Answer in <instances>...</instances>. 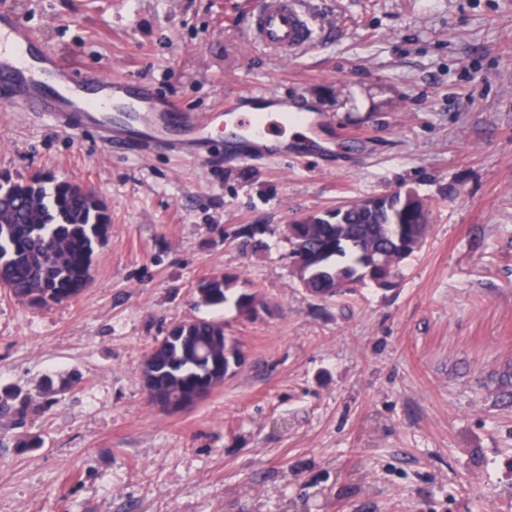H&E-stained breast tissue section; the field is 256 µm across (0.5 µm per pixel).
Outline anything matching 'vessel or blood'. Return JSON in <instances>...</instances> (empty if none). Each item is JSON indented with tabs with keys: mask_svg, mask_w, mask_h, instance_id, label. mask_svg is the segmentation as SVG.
<instances>
[{
	"mask_svg": "<svg viewBox=\"0 0 512 512\" xmlns=\"http://www.w3.org/2000/svg\"><path fill=\"white\" fill-rule=\"evenodd\" d=\"M313 34L303 0H261L248 28L252 41L286 55L309 44ZM269 97V92L252 90L225 103L222 112L181 114L164 106L147 82L91 73L45 48L17 14L0 8V107L39 113L63 131L91 132L107 147L198 159L220 136L240 160L254 161L289 149L288 127L321 135L325 116L257 111V104Z\"/></svg>",
	"mask_w": 512,
	"mask_h": 512,
	"instance_id": "vessel-or-blood-1",
	"label": "vessel or blood"
}]
</instances>
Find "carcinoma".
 <instances>
[{
  "mask_svg": "<svg viewBox=\"0 0 512 512\" xmlns=\"http://www.w3.org/2000/svg\"><path fill=\"white\" fill-rule=\"evenodd\" d=\"M361 205L301 218L304 240L289 238L292 262L303 265L300 285L311 295L332 299L366 281L364 272L395 284L400 263L418 250L430 232V209L412 190L381 196L371 213ZM112 233L110 217L94 193L55 176L36 174L25 182L0 183V287L37 305L61 303L87 287L96 250ZM209 296L202 304L222 308L233 303L247 317L266 307L256 292L233 294L237 277L213 275L199 284ZM178 336L158 342L150 356L160 375L148 404H172L197 384L224 374L230 356L239 353L224 335L220 319L181 323ZM30 400L0 404V411L24 419Z\"/></svg>",
  "mask_w": 512,
  "mask_h": 512,
  "instance_id": "cac0c4a2",
  "label": "carcinoma"
}]
</instances>
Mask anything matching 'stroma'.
Wrapping results in <instances>:
<instances>
[{
	"instance_id": "35a3bbf8",
	"label": "stroma",
	"mask_w": 512,
	"mask_h": 512,
	"mask_svg": "<svg viewBox=\"0 0 512 512\" xmlns=\"http://www.w3.org/2000/svg\"><path fill=\"white\" fill-rule=\"evenodd\" d=\"M6 2L180 109L254 89L312 106L336 155L136 154L0 111V178L68 179L112 220L75 299L0 288V398L31 399L0 416V512H512V0H307L323 26L288 57L248 40L256 0ZM408 189L431 229L393 288L300 286L291 221ZM224 272L266 311L201 305ZM214 317L244 364L183 412L149 406L156 342Z\"/></svg>"
}]
</instances>
